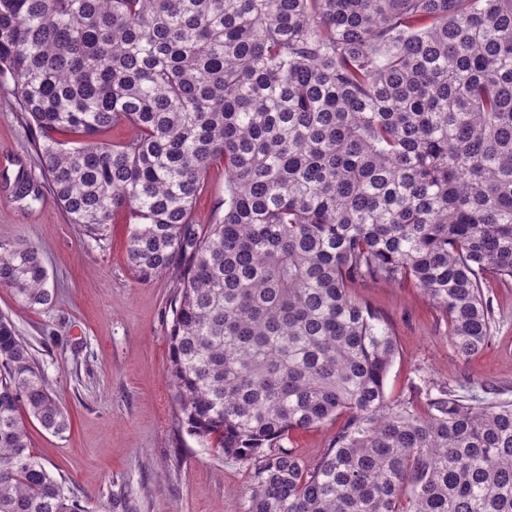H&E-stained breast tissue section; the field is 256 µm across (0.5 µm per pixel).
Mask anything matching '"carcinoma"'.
Returning <instances> with one entry per match:
<instances>
[{
  "instance_id": "1",
  "label": "carcinoma",
  "mask_w": 512,
  "mask_h": 512,
  "mask_svg": "<svg viewBox=\"0 0 512 512\" xmlns=\"http://www.w3.org/2000/svg\"><path fill=\"white\" fill-rule=\"evenodd\" d=\"M69 223L131 225L169 274L181 420L249 461L242 512H512V402L390 404L392 331L353 292L410 283L464 357L512 286V0H0V87ZM127 126L130 135L108 141ZM224 169L202 224L197 199ZM15 198H41L29 177ZM38 246L0 287L53 289ZM345 417L306 464L283 442ZM68 412L0 314V512H80L29 444ZM224 196V170L214 168L210 171L204 190L200 194L196 211L201 221L206 222Z\"/></svg>"
}]
</instances>
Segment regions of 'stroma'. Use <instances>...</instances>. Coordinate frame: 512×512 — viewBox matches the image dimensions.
Segmentation results:
<instances>
[{
	"instance_id": "obj_1",
	"label": "stroma",
	"mask_w": 512,
	"mask_h": 512,
	"mask_svg": "<svg viewBox=\"0 0 512 512\" xmlns=\"http://www.w3.org/2000/svg\"><path fill=\"white\" fill-rule=\"evenodd\" d=\"M31 140L17 99L0 93V248L22 239L40 245L55 290L51 308L31 309L0 288V313L31 344L72 420L61 436L31 424L33 453L84 512H240L247 464L216 453L179 420L168 373L173 280L137 283L128 225H112L95 242L68 222L50 191L27 206L16 202L19 176H41ZM356 294L395 334L389 402L420 404L445 385L476 405L512 401V288L487 290L496 327L471 357L454 352L445 322L417 289L366 283ZM338 426L294 434L288 446L316 462Z\"/></svg>"
}]
</instances>
